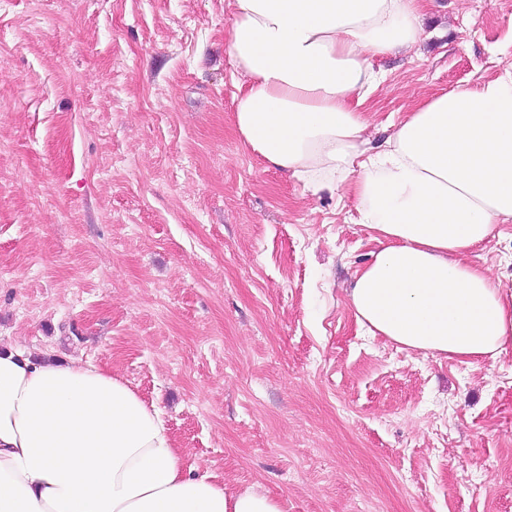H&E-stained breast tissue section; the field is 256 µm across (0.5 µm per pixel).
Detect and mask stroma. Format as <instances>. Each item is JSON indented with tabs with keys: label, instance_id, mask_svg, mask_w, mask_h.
Instances as JSON below:
<instances>
[{
	"label": "stroma",
	"instance_id": "obj_1",
	"mask_svg": "<svg viewBox=\"0 0 512 512\" xmlns=\"http://www.w3.org/2000/svg\"><path fill=\"white\" fill-rule=\"evenodd\" d=\"M230 0H0V345L156 404L185 466L284 512H512V346L427 356L347 302L379 244L234 125ZM374 144L512 62V0H425ZM512 292V223L469 255Z\"/></svg>",
	"mask_w": 512,
	"mask_h": 512
}]
</instances>
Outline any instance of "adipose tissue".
I'll return each instance as SVG.
<instances>
[{
	"instance_id": "adipose-tissue-1",
	"label": "adipose tissue",
	"mask_w": 512,
	"mask_h": 512,
	"mask_svg": "<svg viewBox=\"0 0 512 512\" xmlns=\"http://www.w3.org/2000/svg\"><path fill=\"white\" fill-rule=\"evenodd\" d=\"M420 0H232L235 127L381 247L348 291L371 335L462 361L512 345V293L466 256L512 222V67L425 98L371 142L374 58L419 48ZM0 512H282L184 468L160 409L96 363L0 348Z\"/></svg>"
}]
</instances>
